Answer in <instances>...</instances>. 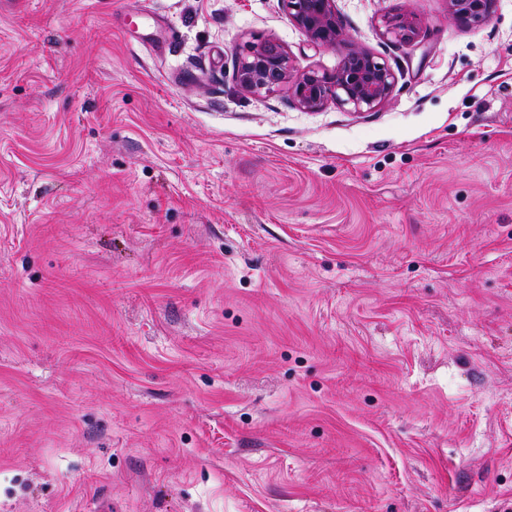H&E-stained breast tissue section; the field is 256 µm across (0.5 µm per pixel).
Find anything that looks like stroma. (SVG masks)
Listing matches in <instances>:
<instances>
[{
	"label": "stroma",
	"instance_id": "stroma-1",
	"mask_svg": "<svg viewBox=\"0 0 512 512\" xmlns=\"http://www.w3.org/2000/svg\"><path fill=\"white\" fill-rule=\"evenodd\" d=\"M335 5L0 0V512H512V0ZM288 20L312 45L336 48L347 43V37L336 16L335 0H280ZM493 1L448 0V17L462 25L487 22L492 16ZM383 35L391 41L410 42L418 35V27L410 17L404 14L388 16L383 19ZM235 79L249 93L282 89L301 108L319 110L329 103L369 112L391 96L395 76L385 64L364 49L349 47L334 73L299 70L288 50L274 40H264L235 50Z\"/></svg>",
	"mask_w": 512,
	"mask_h": 512
}]
</instances>
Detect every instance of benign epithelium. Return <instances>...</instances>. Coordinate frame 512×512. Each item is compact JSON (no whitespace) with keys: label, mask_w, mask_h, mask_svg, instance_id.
Here are the masks:
<instances>
[{"label":"benign epithelium","mask_w":512,"mask_h":512,"mask_svg":"<svg viewBox=\"0 0 512 512\" xmlns=\"http://www.w3.org/2000/svg\"><path fill=\"white\" fill-rule=\"evenodd\" d=\"M288 20L312 45L334 48L347 43L336 16L335 0H281ZM493 0H448V17L468 25L487 22ZM383 35L395 42H410L418 27L410 17L399 14L383 19ZM235 79L249 93H273L282 89L301 108L319 110L329 103L349 106L356 112H370L391 96L395 76L391 69L364 49H347L333 73L299 70L288 50L274 40H264L235 51Z\"/></svg>","instance_id":"benign-epithelium-1"}]
</instances>
